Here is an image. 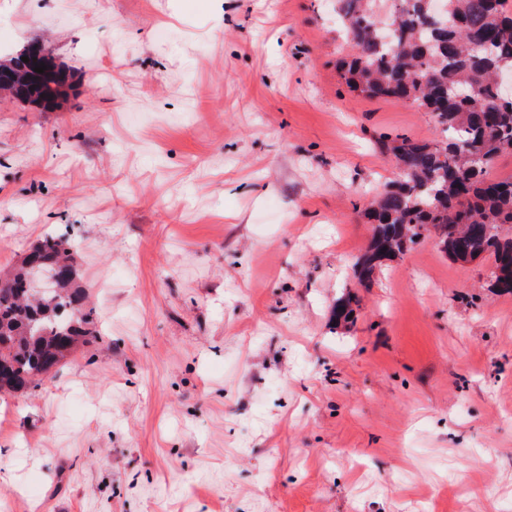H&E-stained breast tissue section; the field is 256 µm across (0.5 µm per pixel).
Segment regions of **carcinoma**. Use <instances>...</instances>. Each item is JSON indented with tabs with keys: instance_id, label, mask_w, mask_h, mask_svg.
<instances>
[{
	"instance_id": "obj_1",
	"label": "carcinoma",
	"mask_w": 512,
	"mask_h": 512,
	"mask_svg": "<svg viewBox=\"0 0 512 512\" xmlns=\"http://www.w3.org/2000/svg\"><path fill=\"white\" fill-rule=\"evenodd\" d=\"M336 0L353 48L339 62L353 92L409 102L432 114L445 140L433 143L385 137L380 147L396 159L399 178L364 215L374 225L369 252L353 266L368 286L377 268L404 253L425 232L440 238L457 262L490 257L491 287L512 294V179L489 167L512 151V96L493 79L512 72V0ZM9 57L14 94L40 99L29 81L32 62ZM77 252L64 235L47 234L30 254L0 275V393H25L99 336L88 290L76 269ZM53 270L46 292L36 269ZM358 296L336 302V324L347 323Z\"/></svg>"
}]
</instances>
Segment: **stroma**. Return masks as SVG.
Here are the masks:
<instances>
[{"label":"stroma","instance_id":"obj_1","mask_svg":"<svg viewBox=\"0 0 512 512\" xmlns=\"http://www.w3.org/2000/svg\"><path fill=\"white\" fill-rule=\"evenodd\" d=\"M33 43L72 82L0 93V267L67 234L100 336L0 397V512H512L492 261L352 277L377 139L440 133L349 91L336 0H0Z\"/></svg>","mask_w":512,"mask_h":512}]
</instances>
